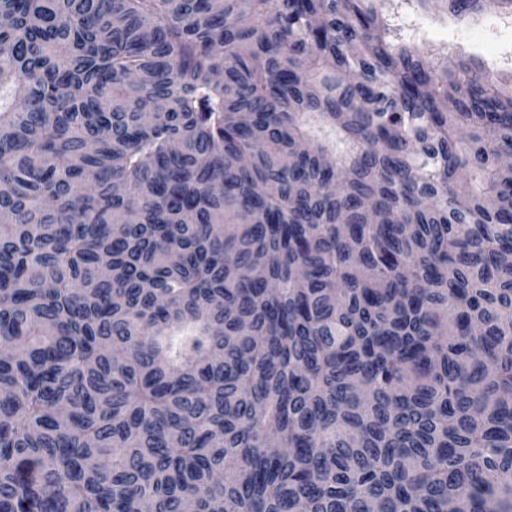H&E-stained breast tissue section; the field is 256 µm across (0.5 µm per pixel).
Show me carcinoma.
Listing matches in <instances>:
<instances>
[{"instance_id":"carcinoma-1","label":"carcinoma","mask_w":512,"mask_h":512,"mask_svg":"<svg viewBox=\"0 0 512 512\" xmlns=\"http://www.w3.org/2000/svg\"><path fill=\"white\" fill-rule=\"evenodd\" d=\"M510 153L373 0H0V512H512Z\"/></svg>"}]
</instances>
